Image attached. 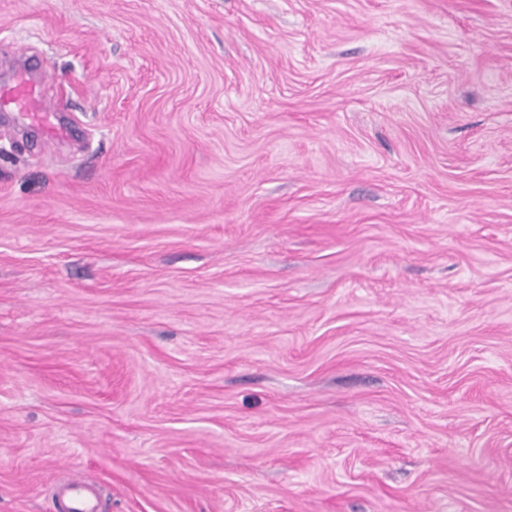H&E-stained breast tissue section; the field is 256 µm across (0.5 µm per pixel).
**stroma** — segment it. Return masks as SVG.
Listing matches in <instances>:
<instances>
[{
	"mask_svg": "<svg viewBox=\"0 0 512 512\" xmlns=\"http://www.w3.org/2000/svg\"><path fill=\"white\" fill-rule=\"evenodd\" d=\"M0 512H512V0H0ZM5 111L22 112L26 117L31 115L40 120L45 126L48 141H54L63 134L62 129L52 122V109L44 104L39 91L22 72L12 86H0V112ZM97 490L86 482L79 468H71L61 497L53 501L56 512H98Z\"/></svg>",
	"mask_w": 512,
	"mask_h": 512,
	"instance_id": "35a3bbf8",
	"label": "stroma"
}]
</instances>
